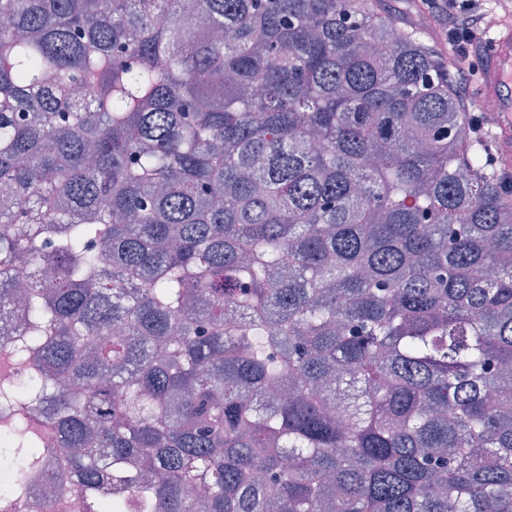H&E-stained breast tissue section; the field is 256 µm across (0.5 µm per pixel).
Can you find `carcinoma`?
Segmentation results:
<instances>
[{
    "label": "carcinoma",
    "instance_id": "1",
    "mask_svg": "<svg viewBox=\"0 0 512 512\" xmlns=\"http://www.w3.org/2000/svg\"><path fill=\"white\" fill-rule=\"evenodd\" d=\"M0 222V512L51 435L80 512H512V189L385 0H0Z\"/></svg>",
    "mask_w": 512,
    "mask_h": 512
}]
</instances>
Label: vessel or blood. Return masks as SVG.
I'll use <instances>...</instances> for the list:
<instances>
[{
    "label": "vessel or blood",
    "instance_id": "obj_1",
    "mask_svg": "<svg viewBox=\"0 0 512 512\" xmlns=\"http://www.w3.org/2000/svg\"><path fill=\"white\" fill-rule=\"evenodd\" d=\"M481 94L495 96L500 112L497 150L503 162L512 161V24L503 23L485 50Z\"/></svg>",
    "mask_w": 512,
    "mask_h": 512
}]
</instances>
